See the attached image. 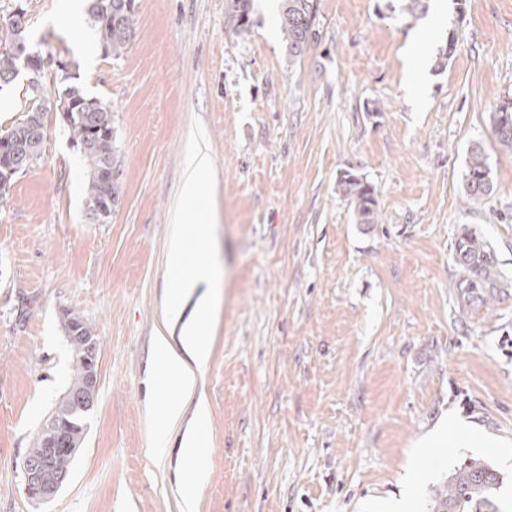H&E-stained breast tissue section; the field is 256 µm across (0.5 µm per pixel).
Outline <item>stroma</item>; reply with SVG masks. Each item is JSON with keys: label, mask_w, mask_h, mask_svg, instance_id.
Returning a JSON list of instances; mask_svg holds the SVG:
<instances>
[{"label": "stroma", "mask_w": 512, "mask_h": 512, "mask_svg": "<svg viewBox=\"0 0 512 512\" xmlns=\"http://www.w3.org/2000/svg\"><path fill=\"white\" fill-rule=\"evenodd\" d=\"M226 2L135 0L116 59L70 0H0V50L24 9L42 52L76 61L86 94L111 103L119 187L107 223H89L83 158L51 110L42 153L0 196V512H182L175 459L150 452L167 391L149 369L181 223L212 225L219 270L200 512H388L403 498L425 512L469 458L502 472L512 512V150L491 120L512 100V0H426L415 18L402 0H318L300 57L280 0H253L242 34ZM201 140L209 210L184 214ZM476 144L493 184L477 204L463 195ZM347 173L372 186L378 224L357 223ZM467 232L495 251L483 300L456 286ZM71 313L96 333L98 393L69 482L41 503L23 461L69 386ZM448 414L468 442L416 458Z\"/></svg>", "instance_id": "35a3bbf8"}]
</instances>
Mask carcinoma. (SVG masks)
<instances>
[{
  "instance_id": "cac0c4a2",
  "label": "carcinoma",
  "mask_w": 512,
  "mask_h": 512,
  "mask_svg": "<svg viewBox=\"0 0 512 512\" xmlns=\"http://www.w3.org/2000/svg\"><path fill=\"white\" fill-rule=\"evenodd\" d=\"M228 9L234 27L239 33H246L252 26L251 0H229ZM317 0H282L281 31L288 45V52L294 57L305 53L316 40ZM89 13L94 22L97 42L108 57H119L128 45L135 31L134 0H91ZM23 67V62L12 48L0 50V79L13 76ZM28 82L25 88L31 107L16 120L7 133L22 145L30 146L29 161L40 154L46 137L43 106L44 84L42 68L37 65L26 67ZM97 110L82 112L79 108L60 115L71 141L85 145L81 155L87 163V202L115 203L118 188L112 173L104 170L108 159H115L112 136L106 130L112 129V106L94 98ZM487 167L483 149L476 145L471 148L467 172L464 177V194L470 203L478 202L493 192V187L476 180ZM343 194L349 199L359 224L378 223L374 190L368 183L341 179ZM456 263L466 272L457 284L467 293L486 291L496 287V260L489 246L473 233H466L455 245ZM76 358V366L68 394L56 406L55 413L70 415L79 424L86 421L88 412L75 404L74 394L80 392L86 381V364L82 354L83 345L70 342ZM503 483L501 472L489 462L471 458L448 474L447 480L433 490L429 512H500L496 503V492Z\"/></svg>"
}]
</instances>
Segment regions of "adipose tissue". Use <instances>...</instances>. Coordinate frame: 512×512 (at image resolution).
Segmentation results:
<instances>
[{
	"instance_id": "ef3b65f1",
	"label": "adipose tissue",
	"mask_w": 512,
	"mask_h": 512,
	"mask_svg": "<svg viewBox=\"0 0 512 512\" xmlns=\"http://www.w3.org/2000/svg\"><path fill=\"white\" fill-rule=\"evenodd\" d=\"M210 249V225H196L189 235L176 233L167 259L173 287L165 302L164 328L158 331L153 349L152 368L175 394L165 405L163 422L184 427L178 442V489L185 502V512H198L201 478L195 457L206 441L209 419L204 400L195 399L194 410L190 413L185 410V401L194 398L197 381L209 364L211 342L207 328L213 305L207 300L198 301L188 315L184 314L183 305L199 284H215L219 277L210 258Z\"/></svg>"
}]
</instances>
